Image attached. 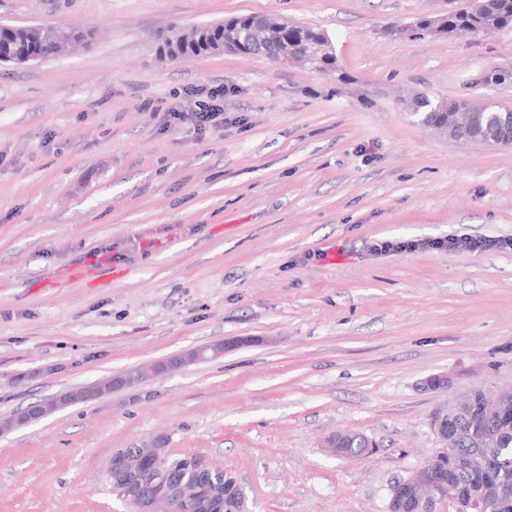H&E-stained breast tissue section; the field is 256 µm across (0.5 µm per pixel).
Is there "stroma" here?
Listing matches in <instances>:
<instances>
[{
	"mask_svg": "<svg viewBox=\"0 0 512 512\" xmlns=\"http://www.w3.org/2000/svg\"><path fill=\"white\" fill-rule=\"evenodd\" d=\"M448 0H0V24L95 30L0 66V418L151 361L153 380L0 434V512H122L117 449L163 438L248 512H387L434 412L512 386V148L442 140L403 99L512 106V28L392 40ZM285 16L338 68L159 61L171 26ZM224 86V127L166 125ZM392 242L381 250L382 242ZM99 258L118 271L64 280ZM58 278V288L42 282ZM220 343L223 355L187 361ZM447 375L446 388L425 381ZM340 431L361 456L327 448ZM184 462L197 474H203L208 476L216 490V495L219 497L221 501H224V484L231 479H233V488L236 491L237 499L240 503V511L238 512H246V494L244 489L238 482L235 476L231 473H224L220 470L213 469L207 460L199 455H190L185 458Z\"/></svg>",
	"mask_w": 512,
	"mask_h": 512,
	"instance_id": "stroma-1",
	"label": "stroma"
}]
</instances>
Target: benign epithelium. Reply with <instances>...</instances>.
<instances>
[{
	"instance_id": "obj_1",
	"label": "benign epithelium",
	"mask_w": 512,
	"mask_h": 512,
	"mask_svg": "<svg viewBox=\"0 0 512 512\" xmlns=\"http://www.w3.org/2000/svg\"><path fill=\"white\" fill-rule=\"evenodd\" d=\"M224 30V42L220 47L223 52H234L244 40L254 44L269 46L278 43L280 36L290 30H299L302 24L288 19L275 22L266 19H256L245 29L231 27L225 22L201 23L189 32H174L170 35L168 46L162 48L157 56L167 61H176L183 55L181 46L193 43L200 48H208L213 43V30ZM22 36L26 43H36L48 46L56 55H64L76 45L90 42V31L77 27H55L47 24H33L21 27ZM335 55V49L329 37L324 36L318 42L304 44L299 47H278L270 60L280 62L296 61L313 65L314 61L323 56ZM409 115L418 124L430 128L439 136L459 144L471 145L473 141L467 134L474 130L482 131L487 139L481 142L483 146L512 147V114L496 112L487 109L485 112H458L445 124H428L427 116L412 106ZM433 431L440 441V448L435 452V459L445 460L454 455V437L451 431L443 430L442 418L432 422ZM163 460V449L154 445L149 449V455L137 454L129 450H118L112 454L108 471H116L117 486L112 488V495L120 500L125 512H157L158 506L166 508L167 512H182L184 506L193 501L197 494V486L193 482L178 481L172 485L151 486L143 488L137 485V477L141 467L148 459ZM186 465L198 474L208 476L216 490L219 499H224V484L233 481L240 503V512H246V494L244 489L233 478L231 473H224L210 466L207 460L199 455L185 458ZM512 496L510 484H488L482 494L471 495L457 488L451 482H438L425 467L413 471L409 477L402 479L401 489H392L389 493V512H405L406 500H411V512H431L432 503L438 497H448L458 506V512H491L495 503L504 497Z\"/></svg>"
}]
</instances>
